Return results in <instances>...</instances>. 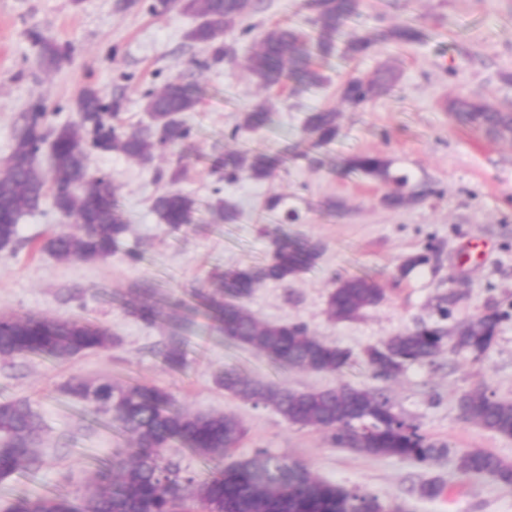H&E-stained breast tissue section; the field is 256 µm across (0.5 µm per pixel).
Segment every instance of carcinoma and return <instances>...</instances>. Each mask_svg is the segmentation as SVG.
<instances>
[{
  "label": "carcinoma",
  "mask_w": 512,
  "mask_h": 512,
  "mask_svg": "<svg viewBox=\"0 0 512 512\" xmlns=\"http://www.w3.org/2000/svg\"><path fill=\"white\" fill-rule=\"evenodd\" d=\"M177 8L197 19L187 33L194 45L206 49L215 64L231 61L235 45L224 37L252 31L243 21L264 10V0H150L148 12L162 15ZM309 14L292 25L275 24L253 42L247 70L268 91H282L288 83L299 89L319 88L327 82L322 62L336 55L351 59L368 56L380 44L420 43L427 33L412 19L361 30L359 0H308ZM29 38L37 48L40 66L57 68L70 54V47L48 41L32 30ZM398 78L388 62L369 75L353 76L338 88L341 100L353 109L387 95ZM199 88L179 78L159 89L141 94L149 122L131 130L119 125L123 99L107 102L97 89L85 87L74 103V119L54 128L45 125L39 103L21 113L13 128L12 150L0 164V240L16 247L20 217L37 211L45 203L69 220L71 228H59L43 249L63 260H105L117 251L129 225L122 221L117 186L94 175L89 168L93 153H115L142 164H150L159 152L184 144L193 134L184 114L198 106ZM448 113L459 125L501 141L512 142V105L491 103L480 97H457L448 102ZM338 112L314 110L305 118L304 133L317 145L330 144L339 133ZM271 113L263 106L240 113L230 137L242 131L257 133L267 127ZM51 140L54 165L47 176L37 167L40 146ZM286 158L259 151L244 143L224 152L213 171L227 184L243 177L254 181L272 179ZM348 171L375 180H390L389 163L375 155H357L346 161ZM187 174L177 161L168 173L160 171L156 181L168 188L157 194L152 208L162 223L177 231L188 224L196 201L174 188ZM399 189L385 194L381 202L400 208L424 199L429 191L404 194ZM214 210L226 222L237 218L236 204L218 199ZM323 247L313 239L273 240L270 261L246 264L210 274L211 287L196 289L192 298L202 307L222 335L240 345L262 352L270 360L309 372L336 373L353 362L350 350L326 342L298 322H267L248 308L257 288L268 282L283 283L313 265ZM327 301L328 316L348 321L362 316L384 299L383 288L374 279L353 274L333 281ZM128 313L146 324L182 321L183 304L160 308L151 300L148 286L136 289V297L123 303ZM508 315L496 309L460 323L454 336L440 326L422 325L391 337L380 346L364 351V361L376 378H393L406 365L431 362L446 346L484 357L495 342ZM116 347L112 333L103 325L83 319H58L34 315H0V359L32 355L54 359L86 353H108ZM162 363L170 369L184 366V341L170 336L158 349ZM229 395L270 407L292 425L312 427L327 433L335 447L377 458L396 457L433 462L448 448L421 433L394 411L389 399L366 385L338 384L319 390L295 391L272 382L251 378L234 369L217 378ZM69 396L112 416L118 427L132 438L126 455L92 472L84 493L76 499L56 495L19 498L9 512H404L387 507L364 491L347 489L317 476L305 462L258 451L205 476L182 470L167 454L179 443L209 462L230 455L245 435L239 418L232 413L191 412L175 406L164 389L147 384H114L109 379L72 378L63 387ZM464 419L504 438H512V402L494 396L486 387L464 391L459 398ZM40 421L26 401L0 403V478L32 474L42 464L37 449ZM457 469L465 476L488 477L512 487V461L490 451L474 448L457 456Z\"/></svg>",
  "instance_id": "1"
}]
</instances>
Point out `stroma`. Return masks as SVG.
I'll return each mask as SVG.
<instances>
[{
    "label": "stroma",
    "mask_w": 512,
    "mask_h": 512,
    "mask_svg": "<svg viewBox=\"0 0 512 512\" xmlns=\"http://www.w3.org/2000/svg\"><path fill=\"white\" fill-rule=\"evenodd\" d=\"M118 0H0V160L9 156L13 124L33 102H41L50 125L74 117V101L85 86L104 98L121 96L125 127L147 122L140 91L179 77L196 84L201 101L185 118L191 140L174 153L143 165L121 155L96 154L97 175L119 188V205L130 226L121 253L103 261H62L32 250L65 219L51 207L23 216L15 252L0 253V313L87 318L107 326L118 346L109 353H86L62 361L28 357L0 361V402L26 400L41 420L38 445L44 463L32 475L0 479V512L14 499L37 494L73 498L85 475L101 459L124 451L130 442L109 419L92 413L63 390L74 376L130 380L154 385L194 411L231 412L247 433L232 454L256 451L296 458L323 479L374 494L407 512H512V488L486 477H466L457 469L460 452L482 448L512 460V440L465 421L459 395L478 385L512 401V143L493 141L455 124L444 108L448 98L478 96L512 103V0H362L364 15L385 14L388 22L414 16L432 35L403 47L381 46L372 56L324 62L326 84L295 95L270 93L248 72L244 60L252 40H238L235 64L212 63L206 50L189 44L192 17L173 9L153 16L122 12ZM72 52L57 69L38 63L29 30ZM393 60L399 79L386 96L353 111L341 108L337 88L346 78ZM268 106L270 125L257 133L227 139L244 109ZM340 108V135L328 147L312 145L302 132L306 114ZM251 147L287 148L290 160L266 182L240 179L226 186L212 164L235 142ZM377 154L409 187L425 185L431 195L391 209L380 199L390 185L356 175L346 158ZM185 159L179 187L193 196V221L179 232L161 224L151 208L163 191L157 170ZM284 197L295 217L266 216L271 193ZM233 198L234 223L212 210L218 196ZM329 198L342 200L345 213L322 211ZM321 241L316 263L285 283L257 288L248 303L268 322H300L322 339L349 349L355 359L341 373H312L269 361L216 331L192 313L181 334L187 341L181 370L165 368L154 345L172 335L170 325H148L125 313L108 293L150 283L158 304L186 298L207 285L212 271L266 261L281 232ZM142 252L129 262L125 251ZM428 253L427 263L402 271L410 257ZM365 274L384 290L383 301L350 321L329 318L326 301L338 276ZM456 292L459 302L447 319L436 312L439 296ZM494 307L509 315L487 357L442 352L434 362L408 365L393 379L374 378L363 360L367 347L419 325L453 327ZM227 368L292 390L328 388L341 382L378 388L396 412L432 440L448 445L447 456L428 465L397 458L370 459L332 446L312 427L287 423L276 411L228 396L217 382ZM437 480L453 489L429 499L420 488Z\"/></svg>",
    "instance_id": "1"
}]
</instances>
